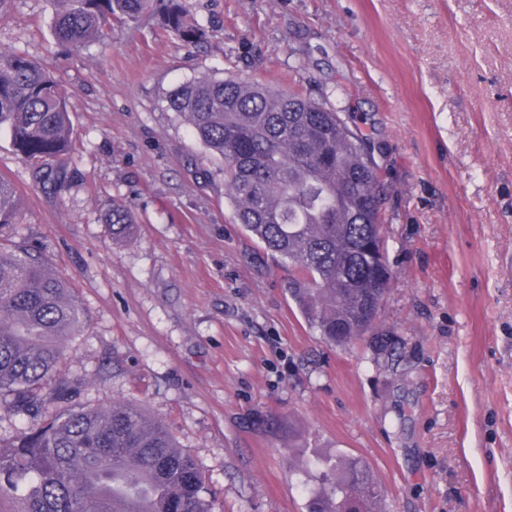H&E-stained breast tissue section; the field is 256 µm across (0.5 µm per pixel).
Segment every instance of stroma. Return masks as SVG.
I'll use <instances>...</instances> for the list:
<instances>
[{"mask_svg": "<svg viewBox=\"0 0 512 512\" xmlns=\"http://www.w3.org/2000/svg\"><path fill=\"white\" fill-rule=\"evenodd\" d=\"M65 57L47 0H13L0 50L66 87L73 154L43 188L0 132L15 243L81 302L54 377L66 407L140 405L202 466L211 512H308L306 471L365 460L384 512H512V0H187ZM202 75L327 92L374 139L393 272L385 346L329 345L289 272L233 217L224 162L166 111ZM137 222L116 236L113 200Z\"/></svg>", "mask_w": 512, "mask_h": 512, "instance_id": "obj_1", "label": "stroma"}]
</instances>
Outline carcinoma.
I'll list each match as a JSON object with an SVG mask.
<instances>
[{
  "label": "carcinoma",
  "instance_id": "1",
  "mask_svg": "<svg viewBox=\"0 0 512 512\" xmlns=\"http://www.w3.org/2000/svg\"><path fill=\"white\" fill-rule=\"evenodd\" d=\"M57 43L80 53L112 21L135 22L150 8L164 30L196 44L205 29L187 20L184 0H48ZM209 152L224 160L234 219L292 273L303 317L325 341L376 340L373 314L390 278L382 236L386 190L368 148L341 111L300 94L202 76L165 97ZM51 177L71 153L68 97L56 78L20 51H0V130ZM112 234L135 223L112 202ZM19 223L14 184L0 175V230ZM78 300L41 258L0 246V401L44 422L0 441V496L20 493L16 512H209L204 474L167 429L134 404L48 413L67 394L52 382L66 342L81 332ZM308 512H346L358 498L381 512L385 490L361 461L336 455L315 465Z\"/></svg>",
  "mask_w": 512,
  "mask_h": 512
}]
</instances>
